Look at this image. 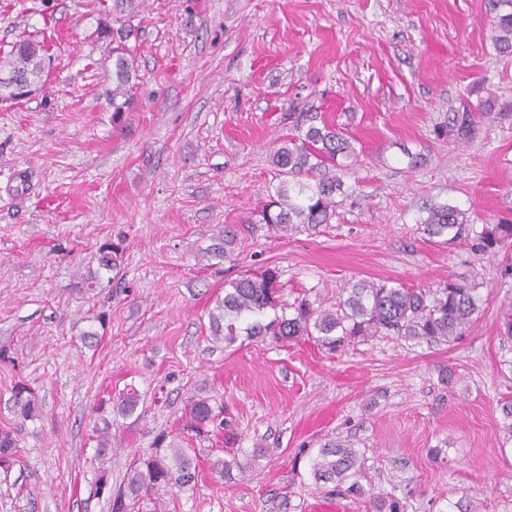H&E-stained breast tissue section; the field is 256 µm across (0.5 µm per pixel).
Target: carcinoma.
I'll list each match as a JSON object with an SVG mask.
<instances>
[{
  "mask_svg": "<svg viewBox=\"0 0 512 512\" xmlns=\"http://www.w3.org/2000/svg\"><path fill=\"white\" fill-rule=\"evenodd\" d=\"M138 7L139 0H112L110 12L118 27L111 30L103 20L90 34L112 57V112L116 115L124 111L138 78L137 58L127 45L135 31L131 19L137 16ZM491 29L497 50L512 54V0H496ZM50 49L47 38L23 35L6 55L0 56V72H19L39 84L46 76ZM475 124V113L455 110L448 113L447 121L437 132L442 137L467 142L472 139ZM355 156L351 141L326 123H312L301 134L284 140L272 154V165L282 180L276 188V198L262 210L263 223L275 230L329 223L336 195L343 191V181L336 173L338 158ZM418 224L424 235L440 240V244L466 245L480 256L512 248V224H484L478 229L465 211L452 205L427 207L426 216ZM236 244L237 233L230 226L224 227V244L217 247L218 255L232 260ZM282 289L280 273L272 266L247 271L231 280L224 297L216 298L209 312L211 336L226 347L243 334L252 338L269 336L276 341L317 335L332 350L375 336L451 343L469 331L478 311L475 288L452 279L432 290L362 279L350 284L345 289L346 298L330 309L316 308L307 299L285 308L279 303ZM270 310L273 317L269 319ZM139 401L140 394L130 387L120 394L114 408L118 414L129 416ZM12 409L22 421L39 416L38 401L24 384L12 389ZM97 413V448L92 464L98 470V491L107 493L109 512H140V505L146 500L195 486L200 473L196 449L189 443L183 446L172 442L169 434L162 432L151 452L131 464L126 482L112 488L104 467L110 451L112 420L101 408ZM216 417L209 398L192 399L185 406L182 429L197 438H206ZM17 454L14 431L0 428V468L9 469ZM309 474L317 488L330 495L343 492L364 497L373 512H402L399 501L384 498L372 486L364 487L371 480L359 453L348 444L334 442L318 449L310 457Z\"/></svg>",
  "mask_w": 512,
  "mask_h": 512,
  "instance_id": "1",
  "label": "carcinoma"
}]
</instances>
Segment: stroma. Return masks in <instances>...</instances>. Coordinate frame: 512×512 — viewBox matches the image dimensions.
I'll list each match as a JSON object with an SVG mask.
<instances>
[{
    "label": "stroma",
    "mask_w": 512,
    "mask_h": 512,
    "mask_svg": "<svg viewBox=\"0 0 512 512\" xmlns=\"http://www.w3.org/2000/svg\"><path fill=\"white\" fill-rule=\"evenodd\" d=\"M101 0H0V50L66 29L49 81L0 102V426L20 453L0 470V512H107L90 464L94 407L126 387L108 468L120 484L190 399L224 408L198 441L196 486L143 512H310L308 457L351 444L377 492L406 512H512V257L438 246L429 203L474 224L512 221V55L491 38V0H142L133 101L113 120L112 60L91 32ZM480 113L467 143L438 138L449 109ZM356 146L330 223H261L279 183L275 141L309 118ZM418 163H411V156ZM236 261L215 255L228 225ZM119 265L102 279L104 247ZM273 265L281 300L332 307L359 279L475 286L479 311L451 344L376 336L331 353L314 339L214 341L225 281ZM97 287H89L91 277ZM37 419L17 423V383ZM236 460L229 474L212 469Z\"/></svg>",
    "instance_id": "35a3bbf8"
}]
</instances>
